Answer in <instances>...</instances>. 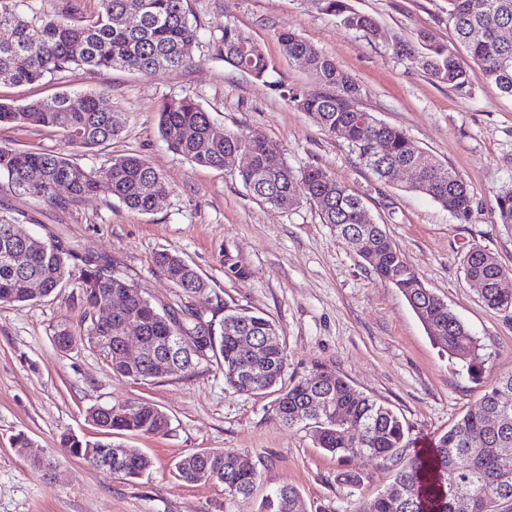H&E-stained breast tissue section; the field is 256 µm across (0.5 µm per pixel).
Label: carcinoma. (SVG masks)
Here are the masks:
<instances>
[{"instance_id":"1","label":"carcinoma","mask_w":512,"mask_h":512,"mask_svg":"<svg viewBox=\"0 0 512 512\" xmlns=\"http://www.w3.org/2000/svg\"><path fill=\"white\" fill-rule=\"evenodd\" d=\"M485 7L472 13L468 0H448V21L472 62L501 93L512 97V41L501 40L497 30L512 28V0H484ZM317 7L333 15L349 30L370 41L383 37L379 25L351 7L349 0H315ZM8 25L10 43L0 42V84L24 85L46 77H62L74 69L98 71L124 69L152 76L161 70H176L192 62L190 49L197 40L198 27L190 19L188 0H98L96 13L77 22L66 14L49 15L38 7V0H0V26ZM285 57L315 72L319 91L309 94L301 88L273 84L313 122L334 137L344 139L358 160L379 180H390L393 167L416 164L408 190L423 194L461 224L470 221L473 197L457 172L431 154L415 162L419 147L407 134L359 108L363 87L334 58L322 53L292 30L277 33ZM224 62L257 79L268 76L272 64L262 48L243 30L226 25L214 43ZM397 53L409 59L438 83L461 94L470 91L469 73L456 52L435 42L426 34L415 40H402ZM123 112L100 107L93 93L62 92L50 98L34 99L21 105L0 103V122L15 125L36 123L54 129L65 146L91 149L104 145L124 129ZM158 131L168 148L200 167L224 170L237 178L254 199L269 205L279 195L290 204L305 199L317 207L323 223L334 228L336 237L355 249L356 237L370 235L376 245L373 255L357 252L376 277L396 288L424 323L441 326L435 343L451 358L474 366L479 345L467 327L440 298L424 291V282L394 245L382 225L368 215L362 197L326 170L311 166L296 171L285 158L266 154L265 138L256 131H224L213 123L209 112L190 96L165 100L158 109ZM250 152L245 169L238 163V151ZM0 176L18 192L35 199L54 200L58 192L71 200L88 195L107 194L127 208L147 214L155 201L144 192L151 183L166 196L170 186L151 164L138 154L115 156L97 168L86 169L63 152L0 148ZM499 222L512 226V190L498 195ZM14 218L0 215V303H24L52 295L62 287L70 269L80 271V301L83 332L77 334L67 324L55 330L60 351L83 346L102 354L112 371L134 381L155 380L151 361L127 365L117 352L114 322L100 325L94 317L98 305L114 298L123 299L139 314L149 340L161 336H182L185 349L204 352L205 360H219L224 379L235 391L257 394L279 393L276 410L288 425L311 422L318 447L340 459L368 454L393 458L408 446L400 418L354 388L343 376L320 367L307 377L283 384L286 355L281 343L272 345V358L252 360L249 347L267 337H279L273 321L261 313L228 310L216 326L190 308L163 312L146 296L137 283L118 271L102 254L80 253L59 237L48 240L14 239L9 228ZM155 268L186 295L201 293L207 281L183 257L159 251L153 257ZM465 276L481 301L489 308L512 309V293L495 288L503 272L496 257L480 248L470 249L464 259ZM43 285L36 294L31 281ZM321 386H312V377ZM333 400L340 420L323 416L309 419L305 404L320 396ZM93 426L106 433L164 435L169 417L150 403L111 406L109 412L88 411ZM116 447L108 440H83L76 435L62 440L65 453L90 465L104 468L102 458ZM512 457V374L494 378L479 403L434 439L426 457L409 458L396 472L391 488L379 495L370 512H451L459 494L484 487L501 501H512V471L503 472L498 456ZM152 465L138 448H127L112 458L114 474L137 478ZM186 483L212 482L224 485L237 498H251L260 475L247 454L235 450L192 454L176 467ZM258 512H301L299 492L282 486L262 498Z\"/></svg>"}]
</instances>
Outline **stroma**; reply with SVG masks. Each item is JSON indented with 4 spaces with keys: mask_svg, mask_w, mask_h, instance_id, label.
Segmentation results:
<instances>
[{
    "mask_svg": "<svg viewBox=\"0 0 512 512\" xmlns=\"http://www.w3.org/2000/svg\"><path fill=\"white\" fill-rule=\"evenodd\" d=\"M384 32L378 41L346 29L313 0H190L199 37L192 65L143 77L126 70L80 68L34 85H0V102L15 105L65 90L93 92L103 107L125 113L124 131L105 145L75 150L74 162L100 166L126 154L145 157L171 187L154 211L139 214L106 195L42 201L14 192L0 178V212L22 232L60 236L79 252L109 255L118 270L160 308L189 306L220 324L228 308L249 309L277 325L287 355L286 378L327 366L401 419L411 442L403 456L429 448L471 407L496 375L512 372V310L486 307L467 281L465 253L481 247L507 271L512 290V227L500 224L496 199L512 188V97L500 93L476 66L471 92L432 81L397 55L400 37L429 34L458 45L448 23V0H350ZM244 30L272 64L265 79L216 55L225 26ZM291 29L335 58L364 88L361 106L402 129L423 151L451 165L473 195L470 223L460 224L404 180L384 183L361 165L346 142L324 132L272 83L319 90L320 81L283 56L275 34ZM194 97L217 127L255 130L296 170L318 166L354 189L374 222L382 224L425 286L437 294L480 344L479 364L467 370L428 336L402 294L382 283L317 209L300 201L288 209L258 202L228 173L192 165L169 149L156 111L166 99ZM0 147L63 150L59 133L34 124H0ZM168 250L193 264L209 284L185 296L153 265ZM77 279L56 295L0 304V512H256L262 498L291 485L303 512H363L392 482L402 458L356 456L339 462L318 448L308 426H288L276 413L275 392L231 389L218 364L189 374L133 381L113 373L91 349L60 352L58 324L82 320ZM147 402L166 412L162 437L120 436L152 465L130 479L66 455L63 436L96 440L93 407ZM28 454L13 445L17 434ZM250 455L261 474L252 498L228 495L223 485L186 483L177 463L202 450ZM359 473V486L337 481L342 469Z\"/></svg>",
    "mask_w": 512,
    "mask_h": 512,
    "instance_id": "35a3bbf8",
    "label": "stroma"
}]
</instances>
